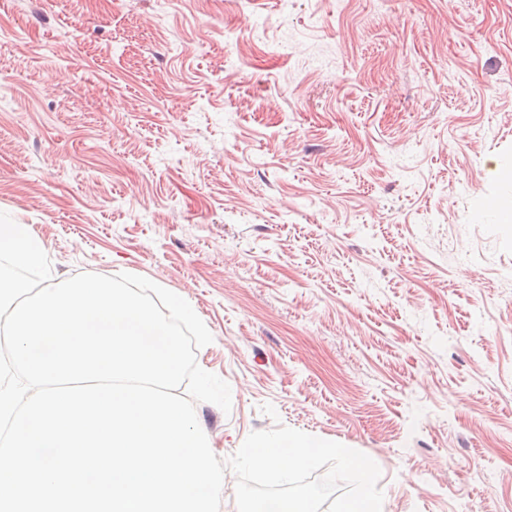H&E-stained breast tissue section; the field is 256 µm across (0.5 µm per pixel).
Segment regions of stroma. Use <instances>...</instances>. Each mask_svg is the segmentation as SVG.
Instances as JSON below:
<instances>
[{
    "label": "stroma",
    "instance_id": "35a3bbf8",
    "mask_svg": "<svg viewBox=\"0 0 512 512\" xmlns=\"http://www.w3.org/2000/svg\"><path fill=\"white\" fill-rule=\"evenodd\" d=\"M1 26L0 212L54 282L189 302L218 458L279 423L368 455L383 512H512V0H0Z\"/></svg>",
    "mask_w": 512,
    "mask_h": 512
}]
</instances>
